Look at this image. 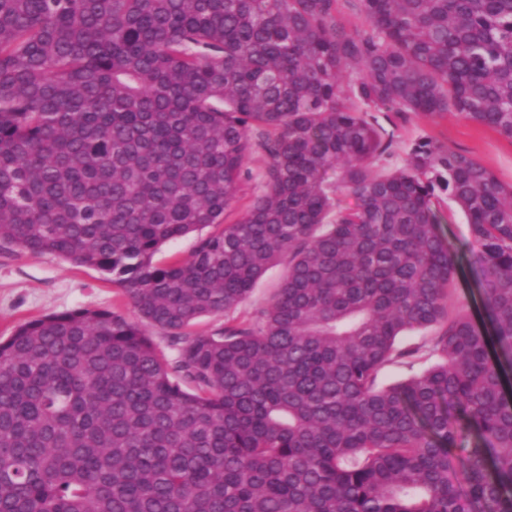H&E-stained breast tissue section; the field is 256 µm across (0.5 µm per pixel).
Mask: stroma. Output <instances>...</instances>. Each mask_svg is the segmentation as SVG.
Instances as JSON below:
<instances>
[{
	"label": "stroma",
	"instance_id": "35a3bbf8",
	"mask_svg": "<svg viewBox=\"0 0 512 512\" xmlns=\"http://www.w3.org/2000/svg\"><path fill=\"white\" fill-rule=\"evenodd\" d=\"M422 138L472 156L501 183L512 184V141L450 113L434 120L415 116L397 120L392 155L377 160L375 169L385 172L400 167L415 142ZM436 207L443 217L441 229L462 259L453 302L466 308L476 324H483L484 313L477 290L478 268L470 245L469 226L447 197H440ZM116 305L129 319H136L133 307L124 303L117 288L98 271L51 254L0 251L2 337L9 335L19 323L42 315L74 309L109 310Z\"/></svg>",
	"mask_w": 512,
	"mask_h": 512
}]
</instances>
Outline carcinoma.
Masks as SVG:
<instances>
[{
    "label": "carcinoma",
    "mask_w": 512,
    "mask_h": 512,
    "mask_svg": "<svg viewBox=\"0 0 512 512\" xmlns=\"http://www.w3.org/2000/svg\"><path fill=\"white\" fill-rule=\"evenodd\" d=\"M351 2L356 32L341 0H0V250L96 268L138 316L0 339V512H512V187L429 139L375 170L392 134L362 110L512 140V0ZM436 208L444 220V224H441L442 232L462 259V269L459 273L453 302L458 308L465 307L473 321L481 326L484 323V313L479 305L477 290L479 271L473 262L469 226L464 215L448 200L447 195H441L436 203ZM197 234L192 233L177 240L163 244L154 256V261H167L173 257L186 258L194 250ZM283 272L282 266L270 268L258 281L249 298L238 308L235 315L249 318L256 310L267 306L273 297L275 289L278 288Z\"/></svg>",
    "instance_id": "obj_1"
}]
</instances>
